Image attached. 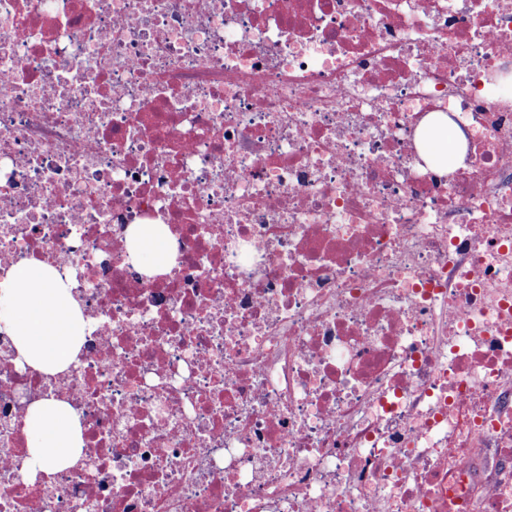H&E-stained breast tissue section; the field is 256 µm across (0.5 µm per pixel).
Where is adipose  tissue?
Returning a JSON list of instances; mask_svg holds the SVG:
<instances>
[{"label":"adipose tissue","instance_id":"ef3b65f1","mask_svg":"<svg viewBox=\"0 0 512 512\" xmlns=\"http://www.w3.org/2000/svg\"><path fill=\"white\" fill-rule=\"evenodd\" d=\"M419 152L429 159L465 145L463 131L436 116L417 134ZM141 245L130 260L140 272L154 273L171 262L167 228L144 224L131 232ZM0 323L7 324L18 358L45 376L63 373L74 361L84 332L82 310L71 288L49 265L23 261L0 279ZM27 462L32 472L52 475L74 466L83 447L82 429L70 406L59 399L34 404L25 423Z\"/></svg>","mask_w":512,"mask_h":512}]
</instances>
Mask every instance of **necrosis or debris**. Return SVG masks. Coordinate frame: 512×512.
Segmentation results:
<instances>
[{
    "instance_id": "4bbe7bcc",
    "label": "necrosis or debris",
    "mask_w": 512,
    "mask_h": 512,
    "mask_svg": "<svg viewBox=\"0 0 512 512\" xmlns=\"http://www.w3.org/2000/svg\"><path fill=\"white\" fill-rule=\"evenodd\" d=\"M507 66L512 0H0V277L86 322L51 378L0 324V512H512ZM467 139L468 131L463 128ZM463 131L448 119V116H436L424 124L418 130L417 140L421 156L424 159H432L436 154H456L458 146H465L466 137ZM130 238L141 240L139 248L130 249V260L141 273L152 274L170 264L171 248L165 225H141L132 230ZM27 463L33 473L47 476L74 466L83 447L82 429L63 400L46 399L34 404L25 423Z\"/></svg>"
}]
</instances>
